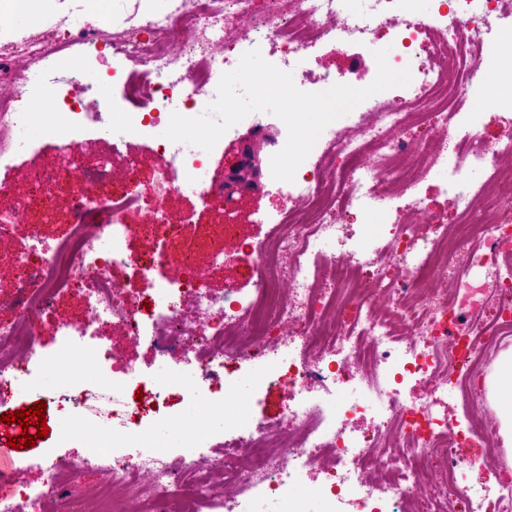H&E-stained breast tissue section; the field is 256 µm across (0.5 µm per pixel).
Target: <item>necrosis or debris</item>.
<instances>
[{
	"instance_id": "necrosis-or-debris-1",
	"label": "necrosis or debris",
	"mask_w": 512,
	"mask_h": 512,
	"mask_svg": "<svg viewBox=\"0 0 512 512\" xmlns=\"http://www.w3.org/2000/svg\"><path fill=\"white\" fill-rule=\"evenodd\" d=\"M350 13L346 0H170L168 11L115 26L111 0H95L97 24L82 13L56 18L55 34L19 36L0 25V160L15 154L30 86L45 78L63 122L80 130L89 117V83L121 87L134 105L128 124L108 126L112 140L168 123L171 113L213 101L218 79L252 49L289 71L321 40L357 41L373 53L398 43L390 59L409 68L408 86L379 92L347 129L328 125L298 168L296 198L257 244L240 242L257 280L250 292L207 288L220 250L179 243L165 203L195 188L203 203L223 189L198 184L199 154L160 145L150 197L133 192L107 162L70 177V219L53 244L39 225L11 268L13 299L0 301V400L36 387L38 370L62 374L47 398L83 436L68 468L46 460L42 486L12 485L0 512H306L298 475L329 501L351 498L370 512H512V471L502 468L499 422L483 409L478 380L512 341V140L489 143L471 109L482 86L487 37L512 25V0H370ZM483 169L471 184L467 173ZM446 173L455 221L429 234L421 205L404 195L431 172ZM146 213L143 224L129 223ZM367 246L350 244L348 223ZM141 234L149 251L133 255ZM467 255L444 276L448 251ZM164 265L171 278L132 295L114 277L140 278ZM63 295L81 315L49 325L58 345L45 354L36 318ZM148 344L157 370L139 375L108 332ZM180 360L190 374L168 369ZM264 367L256 389L275 382L290 404L274 419H254L235 396L234 372ZM95 373L96 386L83 383ZM427 388L409 399L410 386ZM179 389L202 415H224V437L203 425L184 430L180 447L154 426H179L167 392ZM470 417L448 418L449 400ZM370 417L369 430L358 421ZM480 443V467L495 477L460 485L463 448ZM98 482L85 491L84 476Z\"/></svg>"
}]
</instances>
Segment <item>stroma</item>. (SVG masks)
I'll list each match as a JSON object with an SVG mask.
<instances>
[{
    "mask_svg": "<svg viewBox=\"0 0 512 512\" xmlns=\"http://www.w3.org/2000/svg\"><path fill=\"white\" fill-rule=\"evenodd\" d=\"M501 47L493 45L490 60L483 68V92L472 103L474 111L480 112L485 122V134L490 141L504 140L512 136V129L500 125L498 116L512 114V73L503 70ZM301 69L317 73L334 74L341 70L357 68L351 84L356 88L369 86L377 75L374 63L359 64L356 47L348 41H323L311 49L300 64ZM20 141L25 142L24 151L0 162V185H6L18 197L28 195L33 190L31 177L43 168H53L66 172L73 165H92L101 157H108L113 170L129 172L131 187L140 194H148L151 175L156 163V146L162 142L161 129L149 133L132 135L120 144H113L111 138L101 131L98 123H85L80 134L77 154L63 151L62 146L71 137L67 128L52 131L31 125L18 131ZM295 195L294 184L277 182L259 195H242L237 204L230 206H207L191 193L173 196L166 204L168 219L182 224L184 241L206 244L217 224L230 221L236 224L240 238L250 241L262 240L269 230V220L280 209L290 205ZM191 215V223H183V215ZM256 275L250 257L225 246L224 261L209 270L207 285L215 292L230 288L251 289ZM256 369L245 368L235 375L236 391L240 399L248 401L259 397L260 402L253 408L256 417L275 418L282 414L288 400L278 387L265 388L262 394H255L254 379ZM46 415L51 430L48 437L37 439L35 446L25 457L20 470L9 474L13 483L39 484L38 467L44 458L58 460L76 458L80 451L81 435L75 431L67 416L57 413L54 407H47Z\"/></svg>",
    "mask_w": 512,
    "mask_h": 512,
    "instance_id": "35a3bbf8",
    "label": "stroma"
}]
</instances>
